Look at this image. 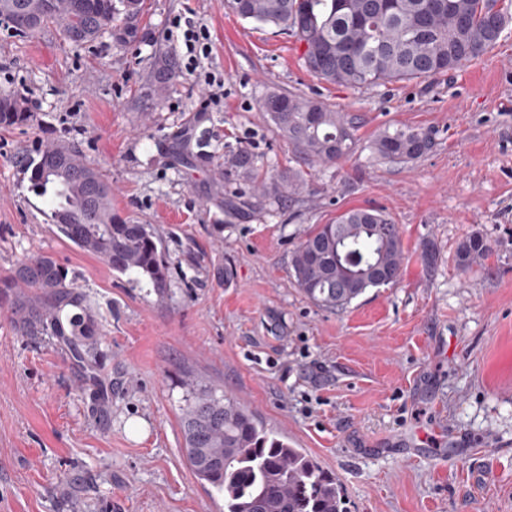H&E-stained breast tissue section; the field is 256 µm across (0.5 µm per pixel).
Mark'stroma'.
<instances>
[{"mask_svg":"<svg viewBox=\"0 0 512 512\" xmlns=\"http://www.w3.org/2000/svg\"><path fill=\"white\" fill-rule=\"evenodd\" d=\"M189 9L224 80L206 112L174 52ZM301 52L226 0H147L134 41L92 47L0 26V97L32 113L0 127V277L51 255L103 329L83 365L55 338L20 335L0 298V512H222L183 452L191 381L311 454L348 512H512V24L480 58L417 83L338 86ZM162 54L176 75L155 94L146 77ZM272 91L358 116L355 151L302 164L259 109ZM387 126L436 143L377 160L368 145ZM57 141L81 148L115 212L160 235L165 300L57 235L20 164ZM243 148L266 176L303 169L306 189L262 192L235 166ZM368 207L400 226L401 276L321 308L296 286L292 251L313 225ZM476 233L492 255L460 271L457 247Z\"/></svg>","mask_w":512,"mask_h":512,"instance_id":"obj_1","label":"stroma"}]
</instances>
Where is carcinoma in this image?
Segmentation results:
<instances>
[{"mask_svg": "<svg viewBox=\"0 0 512 512\" xmlns=\"http://www.w3.org/2000/svg\"><path fill=\"white\" fill-rule=\"evenodd\" d=\"M491 22L485 0H227L243 19L273 25L303 43V65L322 80L352 88L413 82L455 71L493 48L509 22L512 3L497 0ZM145 0H0V23L13 29L25 17L29 37L54 27L76 44L109 33L119 41L138 34ZM292 151L304 161L334 162L356 146L353 119L292 92H271L260 104ZM25 104L0 98V126H23ZM435 146L433 133L400 127L382 130L369 145L389 162H409ZM29 189L50 197L57 234L80 251L139 283L145 279L160 300L168 296L170 268L160 237L148 224L112 212V189L81 150L51 143L23 160ZM286 186L299 194L302 171L261 182L262 192ZM492 254L475 234L457 248L461 270ZM404 262L399 225L373 208L350 209L319 224L291 258L300 290L327 309H342L377 278L398 279ZM10 297L15 328L24 336H51L85 359L84 340L97 336L96 314L69 270L40 254L17 263L0 278ZM179 425L193 472L224 495V512H347L342 486L305 449L266 428L234 398L199 385L182 409Z\"/></svg>", "mask_w": 512, "mask_h": 512, "instance_id": "carcinoma-1", "label": "carcinoma"}]
</instances>
